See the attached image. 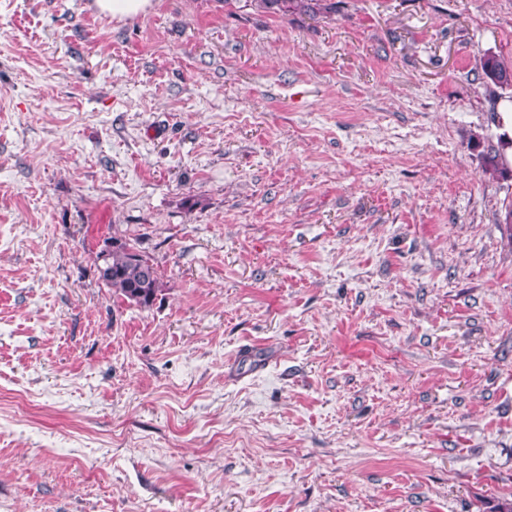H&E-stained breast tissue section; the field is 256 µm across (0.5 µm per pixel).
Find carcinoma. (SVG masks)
Returning <instances> with one entry per match:
<instances>
[{
	"label": "carcinoma",
	"instance_id": "1",
	"mask_svg": "<svg viewBox=\"0 0 512 512\" xmlns=\"http://www.w3.org/2000/svg\"><path fill=\"white\" fill-rule=\"evenodd\" d=\"M260 12L277 9L283 13L317 14L321 0H250ZM482 73L488 85L504 86L512 83V70L496 56L483 59ZM107 256L96 265L98 279L122 300L146 309L162 292V283L151 260L127 240L112 236L105 239Z\"/></svg>",
	"mask_w": 512,
	"mask_h": 512
}]
</instances>
